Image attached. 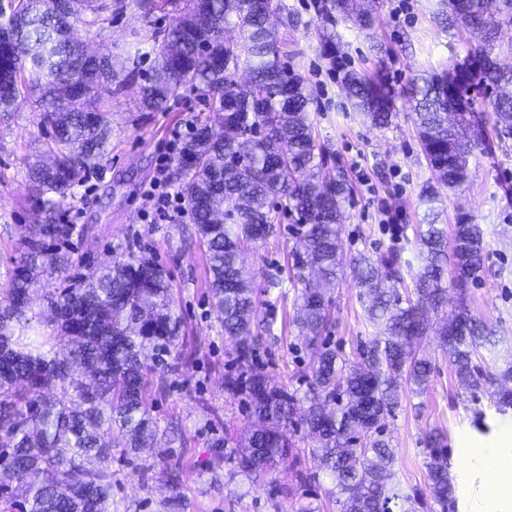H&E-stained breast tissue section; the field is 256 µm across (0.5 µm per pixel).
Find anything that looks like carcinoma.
Here are the masks:
<instances>
[{"label":"carcinoma","mask_w":512,"mask_h":512,"mask_svg":"<svg viewBox=\"0 0 512 512\" xmlns=\"http://www.w3.org/2000/svg\"><path fill=\"white\" fill-rule=\"evenodd\" d=\"M62 14L55 0H10L0 6L9 27L0 39V112L22 90L42 91L41 122L50 128L39 158L28 162L36 205L34 223L22 227L20 253L0 290V512H112V449L136 453L157 440L151 415L153 376L174 369L164 356L177 346L170 313L172 285L163 266L129 254L109 264L70 273L75 225L59 213L88 180L112 140V120L97 89L136 79L119 72L112 57L88 58L70 36L76 23L97 27L129 7L148 11L149 0H68ZM180 12L156 50L141 87L138 107L161 112L190 88L207 106L205 121L185 140L176 180L206 246L209 286L218 322L234 346L224 390L241 399L250 429L231 453L240 472L258 481L292 455V438L304 427L315 454L345 494L342 512H389L408 501L394 470V451L384 421L398 406L403 385L423 390L432 359L420 352L428 313L443 310L448 287L459 289L457 308L442 318L438 347L448 354L458 383L476 387L475 359L494 342L471 313L467 288L484 272V232L462 214L452 231L430 220L415 225L414 247L422 265L407 289L401 253L362 255L352 274L369 299L368 321L380 338L354 359L332 348L331 298L326 286L346 266L343 203L349 188L320 177L325 164L310 118L311 94L304 80L281 60L277 37L266 28L262 0H165ZM372 0H325L324 20L360 27L370 23ZM448 24L476 14L484 40L467 63L412 79L406 90L428 167L443 188L466 183L469 161L483 145L487 127L512 136V69L498 65L470 72L479 58L512 55V0H447ZM238 32L235 40L224 31ZM251 83L235 78L240 67ZM485 92L488 125L471 119L468 90ZM352 107L371 125L391 121L392 90L382 76L343 75ZM297 220L301 251L288 267L299 289L291 319V346L310 353L311 376L303 399L273 384L262 371L263 334L273 322L258 310L254 275L242 255L267 237L280 215ZM46 319L27 317L30 292L48 276ZM496 410L512 408V389L495 392ZM445 433L428 436L427 481L433 499L448 512L455 487L448 475ZM171 512L183 469L165 466Z\"/></svg>","instance_id":"obj_1"}]
</instances>
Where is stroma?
I'll list each match as a JSON object with an SVG mask.
<instances>
[{
	"instance_id": "stroma-1",
	"label": "stroma",
	"mask_w": 512,
	"mask_h": 512,
	"mask_svg": "<svg viewBox=\"0 0 512 512\" xmlns=\"http://www.w3.org/2000/svg\"><path fill=\"white\" fill-rule=\"evenodd\" d=\"M294 21L281 26L279 38L289 65L305 80L313 99L310 115L318 143L325 151L324 173L346 179L351 187L344 202L343 240L347 258L370 256L397 247L394 225L419 224L426 209L420 198L431 172L421 151L405 92L411 78L465 60L479 37L463 28L442 24L438 0H408V9L393 19L388 0H376L374 24L361 30L337 22L336 49L322 39L323 19L311 0H281ZM172 9L149 12L130 9L110 24L90 28L76 24L75 36L89 49L111 48L116 66L137 67L147 75L155 58L156 37L174 22ZM362 74L383 72L393 90L394 109L387 127L378 128L356 112L340 81L327 77L332 61ZM140 84L122 90L102 88L105 109L112 114V140L106 156L74 197L66 214L83 231L74 240L76 268L95 266L132 253L157 259L174 292L171 314L179 323L182 358L168 373L163 391L154 393L151 414L159 429L155 447L135 454L112 451V512H164L170 490L165 463L181 461L180 494L185 512H340V493L321 469L306 432L295 436L293 472L270 474L268 481L250 483L229 459L223 440L244 433L250 420L239 399L224 390V372L232 344L217 321L209 291L205 247L195 234L189 210L161 220L147 214L144 186L159 167L174 169L180 142L171 138L175 126H195L206 111L195 92L186 90L168 111L142 112L136 102ZM38 94L19 96L10 111L0 112V289L17 256L20 227L30 221L33 198L26 175L29 160L42 149L46 135L40 124ZM512 138L489 136L470 159L469 177L457 191L442 190L436 207L443 225L468 214L484 230L485 272L467 290L472 312L492 329L508 336L507 344L484 354L486 376L512 366ZM293 217L283 216L272 234L259 241L245 262L259 291L276 300V322L265 338L263 371L288 391H305L310 355L291 349L283 330L294 311L296 293L290 284L274 285L279 267L296 248ZM335 322L332 346L351 356L357 345L377 337L367 320L353 276L331 291ZM434 369L426 390H404L400 403L385 421L395 452V469L415 512H440L429 493L426 438L443 431L448 454L462 444L487 448L512 438V411L499 414L495 387L480 382L465 389L456 382L448 358L433 338L421 343ZM483 417L488 433L473 422Z\"/></svg>"
}]
</instances>
